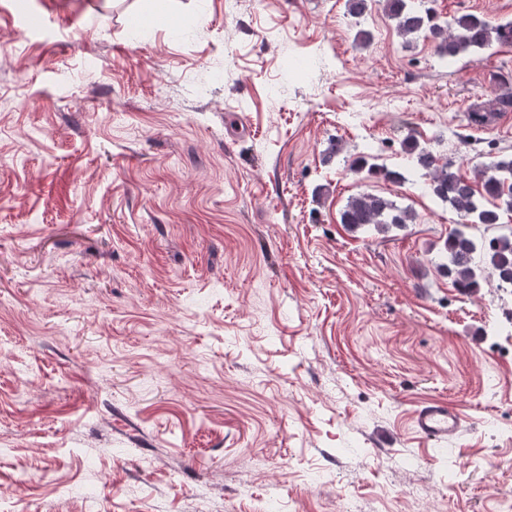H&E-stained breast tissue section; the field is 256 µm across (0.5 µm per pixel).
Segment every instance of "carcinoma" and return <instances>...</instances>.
<instances>
[{
	"mask_svg": "<svg viewBox=\"0 0 512 512\" xmlns=\"http://www.w3.org/2000/svg\"><path fill=\"white\" fill-rule=\"evenodd\" d=\"M434 0H382L384 12L396 20L399 33L407 37L428 36L440 58H454L467 51H478L496 45L512 44V23L495 24L476 14H461L443 18L433 7ZM512 110V91L497 94L485 104L472 108L470 122L474 125L485 121L491 112ZM406 151L415 157L416 164L429 177V189L434 197L447 204L463 220L445 242L448 277L465 294H472L479 287L484 272L497 280L498 285H512V230L490 239L477 238L475 230L500 223L501 212L512 211V157L502 158L477 170L476 178L483 192L474 188L472 181L448 163H439L430 150L411 139L404 140ZM372 155L360 153L351 166L369 178L390 183L404 181V175L394 169L379 166L370 159ZM415 215L407 208L398 207L393 201L372 193L351 198L340 216L341 223L356 229L372 225L379 232L390 226L411 224Z\"/></svg>",
	"mask_w": 512,
	"mask_h": 512,
	"instance_id": "cac0c4a2",
	"label": "carcinoma"
}]
</instances>
